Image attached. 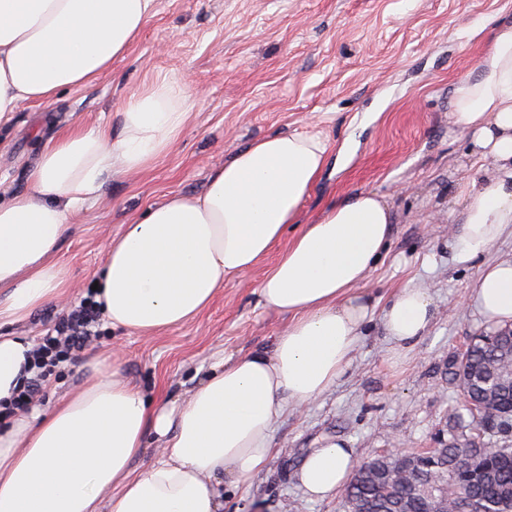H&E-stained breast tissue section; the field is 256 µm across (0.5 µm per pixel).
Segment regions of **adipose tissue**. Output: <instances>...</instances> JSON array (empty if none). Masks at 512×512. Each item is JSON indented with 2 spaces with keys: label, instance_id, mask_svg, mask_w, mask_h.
Here are the masks:
<instances>
[{
  "label": "adipose tissue",
  "instance_id": "obj_1",
  "mask_svg": "<svg viewBox=\"0 0 512 512\" xmlns=\"http://www.w3.org/2000/svg\"><path fill=\"white\" fill-rule=\"evenodd\" d=\"M153 9L154 0H0V122L22 102L53 100L110 70ZM451 107L471 154L496 166L493 178L475 175L458 188L464 223L454 260L479 267L472 307L489 323H512V259L483 260L512 232V25L495 32ZM189 121L185 85L161 79L125 100L118 135L76 126L44 148L29 190L0 202V327L60 297L68 278L56 255L72 215L112 175L142 172L165 156ZM327 158L319 136L270 134L212 170L202 194L176 192L148 207L106 248L96 295L106 319L140 336L193 320L225 281L299 224ZM299 226L258 287L260 305L289 317L270 348L218 363L185 406L171 409L95 362L48 415L19 414L0 427V512H224L218 476L237 487L264 468L278 419L336 384L372 316L392 363L403 362L435 306L421 284L382 306L365 287L391 238L385 201L358 193ZM31 349L23 337L0 335V402L25 377ZM150 433L161 458L132 474ZM358 463L354 449L328 441L307 455L297 479L308 496L327 499Z\"/></svg>",
  "mask_w": 512,
  "mask_h": 512
}]
</instances>
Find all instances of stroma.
Here are the masks:
<instances>
[{
	"mask_svg": "<svg viewBox=\"0 0 512 512\" xmlns=\"http://www.w3.org/2000/svg\"><path fill=\"white\" fill-rule=\"evenodd\" d=\"M503 23H512V0H155L111 70L52 102H25L0 123L2 202L28 190L44 146L73 126L118 129L124 100L155 79L189 86L192 118L181 141L146 171L109 179L73 217L59 251L68 294L12 335L43 334L92 285L112 237L149 206L172 192H202L209 172L252 140L321 133L328 161L299 224L347 196L376 193L393 232L368 286L384 302L405 285H427L436 317L400 366L390 365L382 324L372 320L336 385L278 420L266 467L221 495L224 512H344L341 496L313 501L300 487L304 458L325 440L346 442L362 460L430 447L459 402L444 374L448 357L486 326L467 302L477 267L452 261L463 224L457 186L473 160L451 99ZM278 256L271 251L226 281L183 326L138 336L103 324L94 346L46 387L38 412L85 381L89 360L110 355L146 396L183 405L217 361L268 347L286 327V315L258 303Z\"/></svg>",
	"mask_w": 512,
	"mask_h": 512,
	"instance_id": "35a3bbf8",
	"label": "stroma"
}]
</instances>
